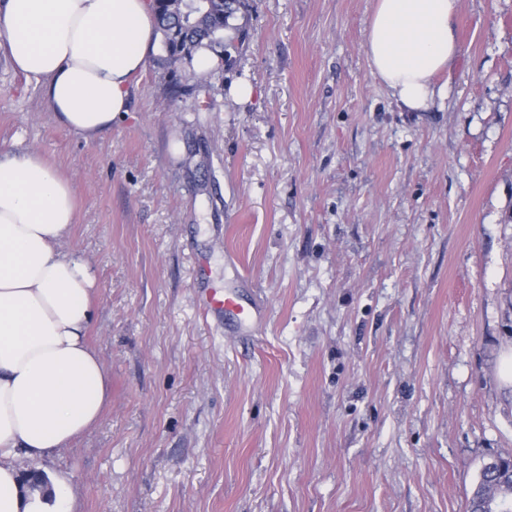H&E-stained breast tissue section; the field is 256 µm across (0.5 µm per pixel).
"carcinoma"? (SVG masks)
Segmentation results:
<instances>
[{"instance_id": "1", "label": "carcinoma", "mask_w": 512, "mask_h": 512, "mask_svg": "<svg viewBox=\"0 0 512 512\" xmlns=\"http://www.w3.org/2000/svg\"><path fill=\"white\" fill-rule=\"evenodd\" d=\"M238 0H161L155 7L156 28L163 33L166 62L175 67L208 50L224 58V27ZM512 512V457L491 456L483 462L469 512Z\"/></svg>"}]
</instances>
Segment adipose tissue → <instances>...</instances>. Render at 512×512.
<instances>
[{
	"instance_id": "1",
	"label": "adipose tissue",
	"mask_w": 512,
	"mask_h": 512,
	"mask_svg": "<svg viewBox=\"0 0 512 512\" xmlns=\"http://www.w3.org/2000/svg\"><path fill=\"white\" fill-rule=\"evenodd\" d=\"M458 0H375L365 52L398 105L427 110L454 62ZM12 67L41 85L55 120L91 139L129 112L133 78L155 45L151 0H0ZM76 195L35 150L0 154V512H73L65 475L24 487L42 461L96 427L112 392L87 331L88 261L63 243Z\"/></svg>"
}]
</instances>
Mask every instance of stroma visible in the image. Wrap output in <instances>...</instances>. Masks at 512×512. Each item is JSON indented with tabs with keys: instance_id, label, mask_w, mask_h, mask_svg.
<instances>
[{
	"instance_id": "obj_1",
	"label": "stroma",
	"mask_w": 512,
	"mask_h": 512,
	"mask_svg": "<svg viewBox=\"0 0 512 512\" xmlns=\"http://www.w3.org/2000/svg\"><path fill=\"white\" fill-rule=\"evenodd\" d=\"M372 4L239 0L207 102L158 45L89 140L0 53V151L71 179L97 282L112 399L42 463L76 512H468L512 456V0H458L424 112L371 72ZM226 285L257 328L204 312Z\"/></svg>"
}]
</instances>
